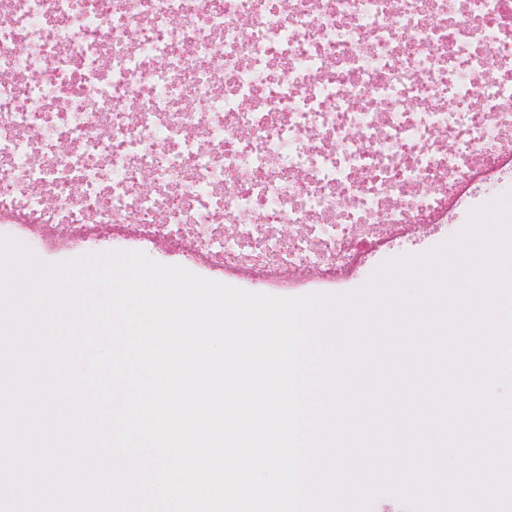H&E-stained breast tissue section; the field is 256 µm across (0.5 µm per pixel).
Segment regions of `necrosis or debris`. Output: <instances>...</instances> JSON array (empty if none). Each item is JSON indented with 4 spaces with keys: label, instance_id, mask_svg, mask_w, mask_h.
I'll list each match as a JSON object with an SVG mask.
<instances>
[{
    "label": "necrosis or debris",
    "instance_id": "obj_1",
    "mask_svg": "<svg viewBox=\"0 0 512 512\" xmlns=\"http://www.w3.org/2000/svg\"><path fill=\"white\" fill-rule=\"evenodd\" d=\"M6 3L0 217H32L19 237L110 224L135 250L191 234L226 262L316 269L330 291L512 145L500 0Z\"/></svg>",
    "mask_w": 512,
    "mask_h": 512
}]
</instances>
